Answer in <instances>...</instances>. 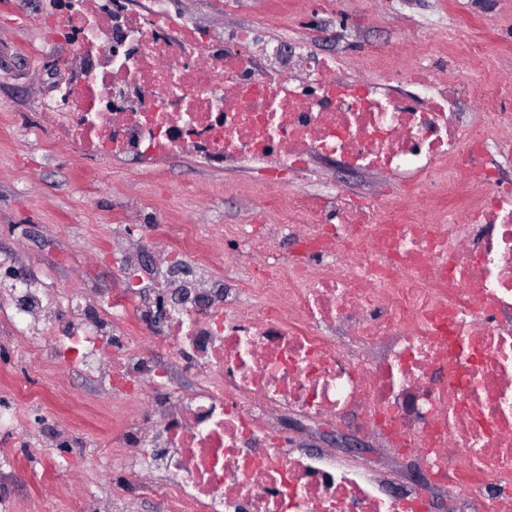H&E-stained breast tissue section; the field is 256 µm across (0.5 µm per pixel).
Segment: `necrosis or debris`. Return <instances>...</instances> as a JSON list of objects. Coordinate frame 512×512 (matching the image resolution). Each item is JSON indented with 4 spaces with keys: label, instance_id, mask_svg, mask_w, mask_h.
Returning <instances> with one entry per match:
<instances>
[{
    "label": "necrosis or debris",
    "instance_id": "1",
    "mask_svg": "<svg viewBox=\"0 0 512 512\" xmlns=\"http://www.w3.org/2000/svg\"><path fill=\"white\" fill-rule=\"evenodd\" d=\"M68 21L83 62L57 88L71 107L56 113L54 139L104 159L168 158L189 144L204 161L276 174L337 157L352 171L390 173L411 202L291 192L270 204L293 224L259 217L227 235V249L259 256L265 287L247 301L225 279L201 302L187 291L149 328L192 371L191 391L172 386L150 351L121 352L114 386L153 382L138 415L108 434L127 468L160 473L154 491L168 512H429L420 494L385 495L354 467L291 452L269 422L288 410L313 420L356 413L417 451L461 492L463 512L511 500L512 182L481 160L503 144L463 129L455 107L466 93L487 127L512 123L499 109L512 86L438 83L418 67L394 95L379 80L343 77L327 57L288 84L245 52L250 30L237 32L236 51L219 33L200 45L164 0L118 24L76 7ZM202 52L205 68L194 61ZM460 165L478 199L439 192ZM20 298L34 326L65 314L77 363L94 377L105 373L100 342L112 325L156 311L132 287L93 313L44 304L29 288ZM338 324L384 356L351 358L331 334Z\"/></svg>",
    "mask_w": 512,
    "mask_h": 512
}]
</instances>
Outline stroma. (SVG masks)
<instances>
[{"label": "stroma", "mask_w": 512, "mask_h": 512, "mask_svg": "<svg viewBox=\"0 0 512 512\" xmlns=\"http://www.w3.org/2000/svg\"><path fill=\"white\" fill-rule=\"evenodd\" d=\"M69 0H0V408L20 414L0 429V512H80L88 496L110 504L115 484L129 483L118 451L101 446L100 429L134 411L132 390L102 394L76 372L71 354L52 335L15 312L12 281L39 288L43 302L61 295L96 305L132 276L112 259V240L126 252L150 254L167 273L171 230L195 224L216 236L264 212L288 223L286 210H262L266 198L326 185L389 207H406L402 184L383 173L344 174L313 162L307 178L261 169L208 166L190 153L145 162L107 161L54 140L44 103L77 68L66 35L54 22ZM175 23L201 33L255 32L251 52L268 42L300 38L310 55L336 57L347 73L388 74L426 67L432 79L512 84V0H167ZM480 40L483 63L452 62L451 30ZM203 269L236 278L247 295L261 283L248 264L216 244L197 259ZM292 427L297 446L354 461L390 486L421 491L431 512H447L458 496L416 473L417 455L398 452L350 417L328 425L295 414L273 416ZM43 438L71 433L86 446L51 455L28 450L29 430Z\"/></svg>", "instance_id": "35a3bbf8"}]
</instances>
